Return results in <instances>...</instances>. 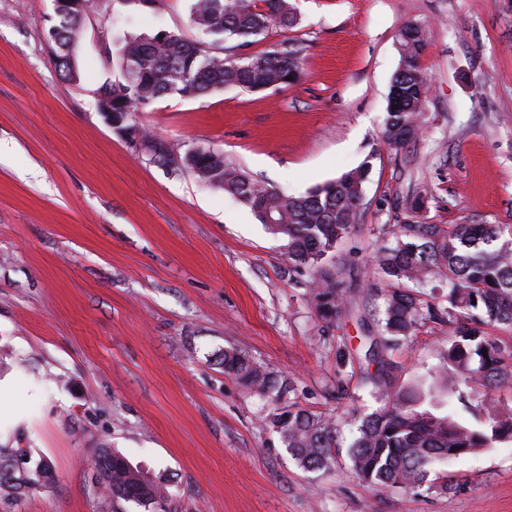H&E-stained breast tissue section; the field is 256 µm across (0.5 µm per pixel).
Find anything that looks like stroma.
Returning a JSON list of instances; mask_svg holds the SVG:
<instances>
[{"label":"stroma","mask_w":512,"mask_h":512,"mask_svg":"<svg viewBox=\"0 0 512 512\" xmlns=\"http://www.w3.org/2000/svg\"><path fill=\"white\" fill-rule=\"evenodd\" d=\"M294 3L298 25L256 48L297 40V82L167 97L133 119L176 152L221 151L294 195L370 161L358 227L339 249L357 293L333 325L289 277L284 240L223 191L154 164L98 108L120 37L194 36L191 0L152 13L95 0L75 83L49 46L54 0H0V379L16 382L0 408L25 407L0 447L53 472L0 512H133L94 481L102 448L169 477L167 512H512V445L448 463V490L379 489L343 448L330 470L300 468L269 422L281 403L372 411L362 336L383 309L371 264L383 225L512 224V0ZM409 22L429 30L426 124L396 151L381 135ZM419 193L414 215L403 203ZM454 334L418 327L395 355L402 380L435 369ZM342 344L353 355L343 370ZM227 349L293 391L279 403L250 391L218 365Z\"/></svg>","instance_id":"1"}]
</instances>
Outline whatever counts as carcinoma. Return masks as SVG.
Returning <instances> with one entry per match:
<instances>
[{
    "mask_svg": "<svg viewBox=\"0 0 512 512\" xmlns=\"http://www.w3.org/2000/svg\"><path fill=\"white\" fill-rule=\"evenodd\" d=\"M190 20L199 34L193 40L163 30L124 36L118 48L121 79L102 85L112 91V113H126L115 130L135 126L138 107L170 95L200 98L231 87L278 90L300 79L301 48L295 42L252 51L270 29L297 26L290 0H193ZM81 21L80 15L59 16L53 25L60 45L55 62L70 80ZM427 40L417 23L400 30V64L382 132L391 149L422 133L428 79L421 57ZM182 159L183 170L250 208L272 235L287 241L288 273L307 284L317 317L326 323L341 319L350 289L345 267L334 257L356 228L370 163L293 196L222 155L208 161L187 150ZM373 271L386 285L379 335L365 336V358L374 364L365 384L376 407L368 414L352 408L332 416L290 405L272 414L271 422L292 459L308 470L330 469L340 447L339 426L345 424L352 435L351 468L361 481L414 490L425 485L438 462L512 444V413H502L490 396L512 385V346L493 333L512 329V225L396 224L385 231ZM438 281L448 286L445 303L424 300ZM443 319L455 325V336L441 347L442 370L414 385L399 382L393 352L421 324ZM219 364L225 375L262 395L276 389L270 374L237 350H224ZM25 455L24 448H0V501H16L50 481L41 460L23 476L10 473L13 460ZM94 471L110 500L165 512L167 477H151L108 448L95 455Z\"/></svg>",
    "mask_w": 512,
    "mask_h": 512,
    "instance_id": "cac0c4a2",
    "label": "carcinoma"
}]
</instances>
